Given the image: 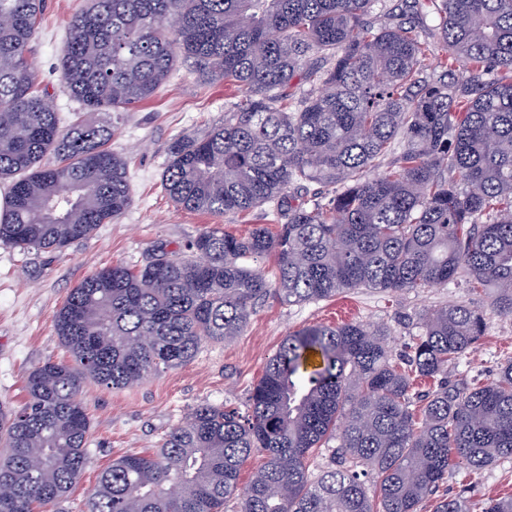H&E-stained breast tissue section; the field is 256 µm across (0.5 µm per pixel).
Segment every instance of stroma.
<instances>
[{"label": "stroma", "mask_w": 512, "mask_h": 512, "mask_svg": "<svg viewBox=\"0 0 512 512\" xmlns=\"http://www.w3.org/2000/svg\"><path fill=\"white\" fill-rule=\"evenodd\" d=\"M86 0H45L34 36L32 60L41 87L57 111H77L58 69V55L70 18ZM240 90L199 77L190 64H177L164 87L125 114L112 149L129 161L131 204L112 223L57 253L20 251L0 245V405L16 410L27 400L28 373L67 353L54 319L72 288L103 267L140 266L157 243L179 250L213 225L211 216L177 207L165 192L161 174L175 138L209 130L224 120L227 104L243 98ZM462 283L409 293L359 288L332 301L286 305L267 298L247 327L228 344H203L190 362L151 375L141 384L108 389L85 382L81 398L90 416L89 463L69 497L50 512H81L88 489L120 456L153 451L158 443L201 404L244 406L265 362L290 333L314 325L359 321L389 327L393 355L404 354L420 315L448 304H481ZM512 360V316L487 313L486 330L474 352L449 368L452 384L487 381L500 364ZM440 493L459 495L475 505L512 494V460H503L476 477L449 475Z\"/></svg>", "instance_id": "1"}]
</instances>
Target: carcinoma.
Returning a JSON list of instances; mask_svg holds the SVG:
<instances>
[{
	"instance_id": "obj_1",
	"label": "carcinoma",
	"mask_w": 512,
	"mask_h": 512,
	"mask_svg": "<svg viewBox=\"0 0 512 512\" xmlns=\"http://www.w3.org/2000/svg\"><path fill=\"white\" fill-rule=\"evenodd\" d=\"M432 2L429 43L408 10L382 21L373 0H87L59 69L104 117L66 123L29 57L44 0H0V180L12 181L1 245L60 252L125 212L129 166L108 143L180 60L247 96L171 142L167 194L215 217L271 206L282 218L239 236L209 227L181 253L160 242L141 267L101 268L70 291L55 315L70 360L30 371L20 410L0 406V512L69 496L89 462L84 381L120 389L181 366L241 335L271 296L459 280L486 307L426 311L398 359L386 326L288 335L245 410L192 409L160 448L112 461L84 512H224L234 497L238 512H420L449 473L512 459V361L484 384L440 379L476 349L486 311L512 316V0ZM297 76L310 89L289 96ZM307 183L323 191L296 201ZM416 378L438 384L416 398ZM332 442L338 459L312 476ZM433 512L470 508L441 496Z\"/></svg>"
}]
</instances>
